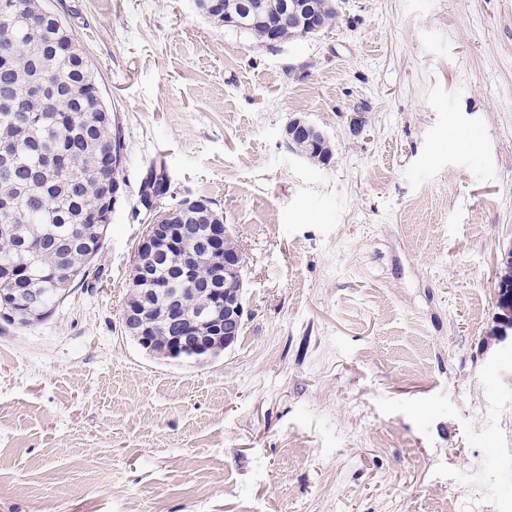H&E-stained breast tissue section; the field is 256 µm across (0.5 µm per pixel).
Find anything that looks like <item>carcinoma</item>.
I'll return each instance as SVG.
<instances>
[{
  "label": "carcinoma",
  "instance_id": "1",
  "mask_svg": "<svg viewBox=\"0 0 512 512\" xmlns=\"http://www.w3.org/2000/svg\"><path fill=\"white\" fill-rule=\"evenodd\" d=\"M211 20L224 24V0H197ZM38 82L46 95L17 100L0 109V312L27 289L24 301L46 310L25 324L53 315L67 271L82 282L89 275L91 255L104 247L109 223L92 222L90 208L105 194L121 169L105 160L112 148H123V133L108 105L94 88L91 66L71 30L46 0H0V98L19 85ZM295 148L314 162L327 164L328 146ZM156 181L141 182L139 203L148 210L170 193V180L159 167ZM222 220L208 200L186 208L180 221L181 243L196 248L209 225ZM141 263H136L127 304H137L145 288ZM156 281L167 288L172 279L164 255H157Z\"/></svg>",
  "mask_w": 512,
  "mask_h": 512
}]
</instances>
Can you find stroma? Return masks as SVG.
<instances>
[{"label": "stroma", "instance_id": "1", "mask_svg": "<svg viewBox=\"0 0 512 512\" xmlns=\"http://www.w3.org/2000/svg\"><path fill=\"white\" fill-rule=\"evenodd\" d=\"M338 4L269 48L195 0H50L122 126L124 198L94 277L0 321V512H470L482 482L512 512V0ZM159 162L246 259L216 359L123 332ZM284 133L288 145H290L297 136L306 135L309 142L314 146H317L323 138V134L320 131L310 126L300 118H295L290 121L286 126Z\"/></svg>", "mask_w": 512, "mask_h": 512}]
</instances>
